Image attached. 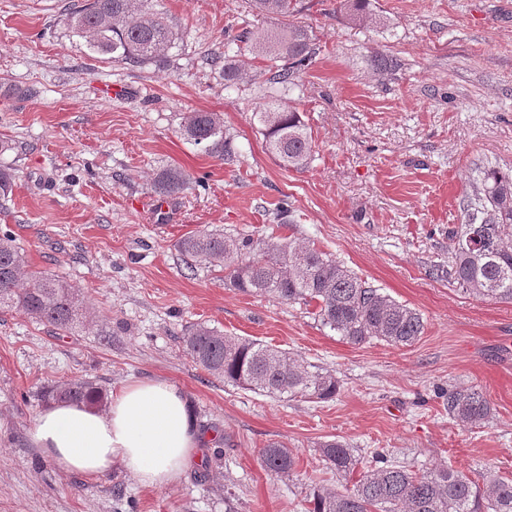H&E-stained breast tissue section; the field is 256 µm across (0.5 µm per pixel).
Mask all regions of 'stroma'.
<instances>
[{
  "mask_svg": "<svg viewBox=\"0 0 512 512\" xmlns=\"http://www.w3.org/2000/svg\"><path fill=\"white\" fill-rule=\"evenodd\" d=\"M75 0H0V229L32 269L79 288L87 323L75 334L0 311V512H306L315 490L352 488L318 447L338 439L370 460L385 451L422 471L449 465L480 481L512 478V301L480 299L433 275L447 263L448 227L481 168L512 167V0H372L362 26L340 0H296L265 18L247 0H155L177 33L166 67H130L89 54L68 24ZM312 30L320 52L292 96L314 159L281 167L253 120L265 77L248 67L225 87L211 58L242 28ZM396 58L392 72L376 56ZM129 88L123 99L108 85ZM215 112L234 165L181 134L183 118ZM181 168L193 187L165 197L157 173ZM292 224H273L280 199ZM286 236L331 254L421 314L412 345L352 344L311 308L248 295L224 269L187 271L176 241L196 230ZM204 323L286 350L336 376L332 400L272 398L224 384L186 355L181 338ZM86 378L105 393L165 379L192 401L203 443L175 483L140 485L120 465L88 479L59 470L29 432L45 387ZM474 386L493 416L468 429L439 390ZM296 457L287 476L261 451ZM262 463L271 473L289 475L295 468L296 457L284 444L271 443L262 451Z\"/></svg>",
  "mask_w": 512,
  "mask_h": 512,
  "instance_id": "35a3bbf8",
  "label": "stroma"
}]
</instances>
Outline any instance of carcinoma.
Masks as SVG:
<instances>
[{"instance_id": "carcinoma-1", "label": "carcinoma", "mask_w": 512, "mask_h": 512, "mask_svg": "<svg viewBox=\"0 0 512 512\" xmlns=\"http://www.w3.org/2000/svg\"><path fill=\"white\" fill-rule=\"evenodd\" d=\"M342 2L353 21L375 20L371 0ZM251 6L272 18L293 13L292 0H251ZM69 25L89 52L132 67L167 64L175 41L171 21L154 9L153 0H84L69 14ZM235 41L243 44L239 52L263 61L274 94L298 88L303 71L319 53L315 37L303 25L260 34L245 28ZM212 65L224 66L227 87L242 77V64L227 55L213 59ZM255 119L275 160L288 169L308 166L312 139L295 106L273 100L255 113ZM181 132L226 164L237 158L233 140L224 134V122L215 112L188 113ZM153 186L157 194L172 196L184 191L188 180L179 168L168 167L157 174ZM460 210L462 222L448 229V266H436V275L474 297L512 301V169L485 168L462 198ZM176 249L188 270L202 262L223 265L224 279L240 292L314 305L321 323L349 342L375 338L403 346L424 332L416 310L382 294L313 245L280 236L255 239L210 230L184 234ZM0 309H15L65 335L85 318L80 291L62 277L31 269L7 232L0 234ZM183 343L195 364L227 385L276 398L320 401L335 398L340 389L333 374L312 371L285 350L226 336L202 323L187 330ZM42 397L100 406L105 393L91 381L74 378L46 388ZM442 398L448 417L463 427L480 428L491 417L485 393L475 386L450 389ZM319 453L338 475L352 474L361 464L340 440L322 443ZM375 459L376 465L361 474L353 489L313 492L307 512H512V478L480 484L447 465L416 473L390 463L381 453ZM262 463L276 475H288L296 457L287 446L271 443L262 451Z\"/></svg>"}]
</instances>
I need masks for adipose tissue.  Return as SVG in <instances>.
Listing matches in <instances>:
<instances>
[{
  "instance_id": "adipose-tissue-1",
  "label": "adipose tissue",
  "mask_w": 512,
  "mask_h": 512,
  "mask_svg": "<svg viewBox=\"0 0 512 512\" xmlns=\"http://www.w3.org/2000/svg\"><path fill=\"white\" fill-rule=\"evenodd\" d=\"M29 438L60 470L98 477L118 463L149 488L176 481L202 444L190 399L164 379L127 384L102 411L52 404L38 414Z\"/></svg>"
}]
</instances>
